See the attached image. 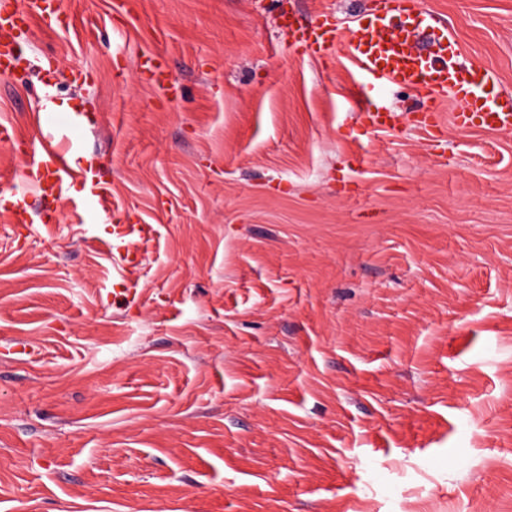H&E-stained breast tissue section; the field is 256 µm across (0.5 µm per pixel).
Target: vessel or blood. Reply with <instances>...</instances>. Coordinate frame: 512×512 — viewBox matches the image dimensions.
I'll list each match as a JSON object with an SVG mask.
<instances>
[{
  "label": "vessel or blood",
  "instance_id": "b4317fda",
  "mask_svg": "<svg viewBox=\"0 0 512 512\" xmlns=\"http://www.w3.org/2000/svg\"><path fill=\"white\" fill-rule=\"evenodd\" d=\"M49 29L68 25L60 0H0V73L11 72L20 56L17 31L29 29L32 20ZM442 22L430 12L419 10L417 0H375L364 23L342 28L333 13L319 12L309 23H289L288 33L306 53L326 60L333 47H340L357 70L380 86L394 85L424 94L431 102L452 99L453 120L459 127L473 124L512 131V94L486 96L483 88L489 76L481 68L463 69L441 35ZM74 118L59 120L48 110L38 118L39 146L18 172L0 173V215L11 223L26 224L30 215L25 200L15 198L11 186L20 180L32 187L40 199L67 196L72 184L82 188L81 211L92 215L112 211V190L108 181L90 169H72L69 159L77 151L71 136ZM151 231L146 224L114 225L112 247L124 269L135 271L142 254L134 237Z\"/></svg>",
  "mask_w": 512,
  "mask_h": 512
}]
</instances>
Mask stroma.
Instances as JSON below:
<instances>
[{
	"label": "stroma",
	"mask_w": 512,
	"mask_h": 512,
	"mask_svg": "<svg viewBox=\"0 0 512 512\" xmlns=\"http://www.w3.org/2000/svg\"><path fill=\"white\" fill-rule=\"evenodd\" d=\"M61 5L0 125L69 102L158 235L130 301L105 218L0 217V512H512V133L278 27L372 0ZM420 5L512 93V0Z\"/></svg>",
	"instance_id": "1"
}]
</instances>
